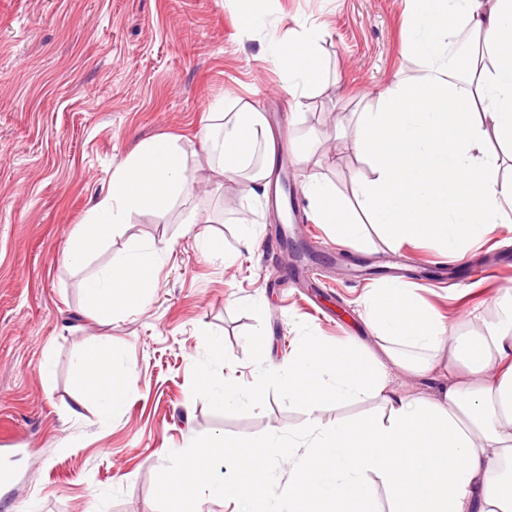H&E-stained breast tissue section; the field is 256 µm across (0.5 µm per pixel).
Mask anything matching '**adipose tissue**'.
Wrapping results in <instances>:
<instances>
[{
	"instance_id": "1",
	"label": "adipose tissue",
	"mask_w": 512,
	"mask_h": 512,
	"mask_svg": "<svg viewBox=\"0 0 512 512\" xmlns=\"http://www.w3.org/2000/svg\"><path fill=\"white\" fill-rule=\"evenodd\" d=\"M409 2L407 35L421 75L414 84L386 87L375 106L359 113L350 147L369 162L371 174L354 184V205L314 176L303 191L317 223L355 246L363 244L366 219L392 247L429 240L443 261L458 263L492 226L512 218V177L503 175L498 153L502 147L512 153V0ZM464 26L483 51L449 62L448 47ZM321 38L319 28L305 26L273 46L295 101L328 86ZM209 110L221 123L204 134L206 167L220 180L261 187L273 162L269 154L255 159L271 138L262 112L230 96ZM192 180L185 154L168 138L145 143L113 171L106 193L74 231L66 263L81 265L132 213L168 209ZM157 262L152 247L117 254L86 280L85 314L108 322L144 304ZM364 305L380 353L304 338L288 362L258 373L249 398L260 403L272 378L309 409L370 397L379 399L381 416L312 426L307 455L319 465L292 476L277 502L253 483L227 486L210 475L218 453L261 474L283 445L275 434L194 445L168 482L191 496L201 489L213 498L233 494L247 512H309L314 503L326 512H381L372 493L376 479L388 512H512V489L503 487L504 477H512V296L501 297L496 319L483 322L465 344L444 336L404 281H387ZM74 364L84 398L106 415L123 406L124 379L109 345L78 353ZM395 369L422 376L439 369L442 381L432 397L412 398L392 387Z\"/></svg>"
}]
</instances>
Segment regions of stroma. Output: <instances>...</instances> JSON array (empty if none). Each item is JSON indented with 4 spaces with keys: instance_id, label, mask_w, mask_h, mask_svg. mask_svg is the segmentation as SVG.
<instances>
[{
    "instance_id": "35a3bbf8",
    "label": "stroma",
    "mask_w": 512,
    "mask_h": 512,
    "mask_svg": "<svg viewBox=\"0 0 512 512\" xmlns=\"http://www.w3.org/2000/svg\"><path fill=\"white\" fill-rule=\"evenodd\" d=\"M263 17L242 35L226 0H0V512H238V501L183 499L166 475L195 441L306 432L378 413V400L308 412L267 381L260 405L220 409L197 396L196 372L250 390L258 371L316 336L374 348L365 295L393 277L413 284L458 335L495 319L512 291V223L440 262L434 244L364 248L316 223L302 193L308 175L350 197L369 165L337 137L379 91L415 80L404 0H259ZM323 27L329 85L295 104L272 43L302 23ZM252 104L277 141L314 143L290 170L297 230L280 247L276 210L243 181L217 185L196 169L209 105L225 94ZM176 142L195 184L166 211L132 213L84 267L63 253L113 171L146 140ZM205 221L188 223L191 213ZM218 237L225 257H204ZM150 244L159 267L140 307L103 322L83 314L84 279L119 253ZM109 342L128 397L104 417L79 403L72 359ZM50 362L52 379L41 366ZM311 459L268 462L261 494L288 490Z\"/></svg>"
}]
</instances>
